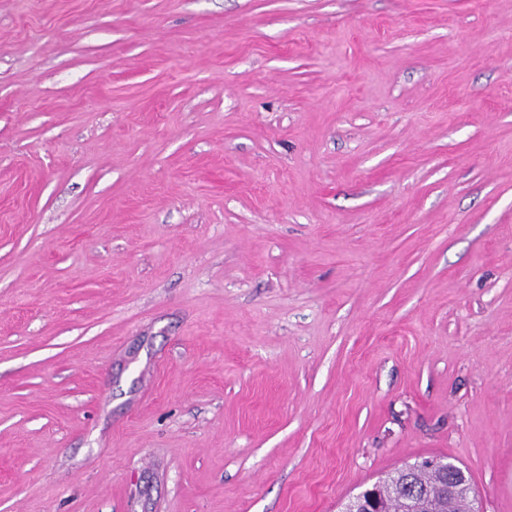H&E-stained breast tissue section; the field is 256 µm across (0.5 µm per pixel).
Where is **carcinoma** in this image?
I'll return each instance as SVG.
<instances>
[{
  "mask_svg": "<svg viewBox=\"0 0 512 512\" xmlns=\"http://www.w3.org/2000/svg\"><path fill=\"white\" fill-rule=\"evenodd\" d=\"M445 481L439 472L418 470L411 475L399 469L379 481L381 498L391 512H472L469 490L455 498L437 497L438 488Z\"/></svg>",
  "mask_w": 512,
  "mask_h": 512,
  "instance_id": "carcinoma-1",
  "label": "carcinoma"
}]
</instances>
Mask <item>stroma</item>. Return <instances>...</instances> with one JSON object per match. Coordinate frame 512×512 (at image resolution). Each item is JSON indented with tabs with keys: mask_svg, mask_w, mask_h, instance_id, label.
<instances>
[{
	"mask_svg": "<svg viewBox=\"0 0 512 512\" xmlns=\"http://www.w3.org/2000/svg\"><path fill=\"white\" fill-rule=\"evenodd\" d=\"M512 512V0H0V512ZM410 469L427 468L439 472L417 470L410 476L403 467L387 474L378 483L379 494L387 505L388 512H472L470 493L474 490L468 477V488L459 493L462 485L457 480L455 464L445 457H424L410 463ZM448 472V484L444 485L445 474ZM455 476H451V473ZM444 497H437L438 488ZM470 490V491H469ZM469 492V493H468ZM416 502L417 507L411 506Z\"/></svg>",
	"mask_w": 512,
	"mask_h": 512,
	"instance_id": "stroma-1",
	"label": "stroma"
}]
</instances>
